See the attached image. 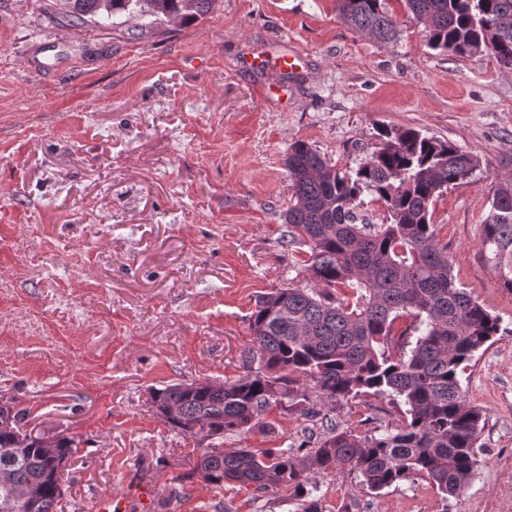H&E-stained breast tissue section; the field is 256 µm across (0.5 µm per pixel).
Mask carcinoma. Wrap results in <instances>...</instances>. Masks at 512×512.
Listing matches in <instances>:
<instances>
[{
	"label": "carcinoma",
	"mask_w": 512,
	"mask_h": 512,
	"mask_svg": "<svg viewBox=\"0 0 512 512\" xmlns=\"http://www.w3.org/2000/svg\"><path fill=\"white\" fill-rule=\"evenodd\" d=\"M426 29L428 44L458 58L488 51L512 70V0H404ZM215 0H66L69 22L81 27L119 11L197 21ZM337 18L381 44L398 29L385 0H336ZM380 146L355 167L338 168L304 141L286 159L292 192L283 213L287 246L307 247L302 266L313 288H277L250 316L254 346L248 372L232 382L168 385L152 393L157 413L183 434L201 431L216 440L201 450L195 471L210 485L252 486L265 493L293 488L297 512H321L308 473H347L379 493L423 476L443 498L471 479L482 411L461 385L475 354L503 332L501 320L458 285L439 243L431 208L448 187L469 178L477 158L420 131L379 129ZM383 208L375 224L362 210L364 195ZM480 252L497 281L512 292V176L496 182L482 224ZM412 321L393 337L395 322ZM336 405L370 393L405 406V422L377 435H358L330 423L311 434L312 448L298 460L284 450L256 453L224 448V437L259 424L273 403L296 407L309 400L305 384ZM180 403L172 418L166 404ZM25 413L0 427V448L15 456L0 467V512H26L16 492L41 490L37 512H63L61 468L75 440L60 437L49 457L40 438L23 430Z\"/></svg>",
	"instance_id": "carcinoma-1"
}]
</instances>
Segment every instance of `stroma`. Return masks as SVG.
<instances>
[{"label": "stroma", "instance_id": "35a3bbf8", "mask_svg": "<svg viewBox=\"0 0 512 512\" xmlns=\"http://www.w3.org/2000/svg\"><path fill=\"white\" fill-rule=\"evenodd\" d=\"M63 3L0 0V399L32 435L75 438L65 512L104 494L126 512H295L283 487L208 485L199 437L151 394L243 376L259 296L307 286L302 247L283 244L289 146L354 167L387 126L479 160L433 208L458 283L504 327L462 379L486 418L479 463L446 500L419 477L378 493L348 474L309 481L321 512H512V292L479 246L512 174V71L429 48L403 0H386L400 37L385 46L334 0H216L193 23L119 13L106 28L71 26ZM288 55L297 68L280 70ZM325 416L365 435L404 413L384 396L314 397L224 445L295 455Z\"/></svg>", "mask_w": 512, "mask_h": 512}]
</instances>
